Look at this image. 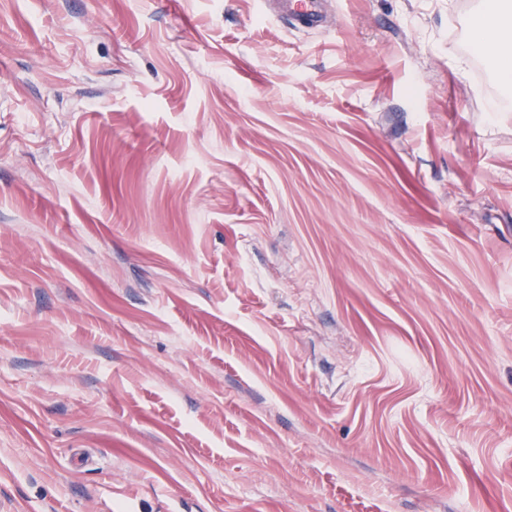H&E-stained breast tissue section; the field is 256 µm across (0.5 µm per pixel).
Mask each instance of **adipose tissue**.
Here are the masks:
<instances>
[{"mask_svg":"<svg viewBox=\"0 0 512 512\" xmlns=\"http://www.w3.org/2000/svg\"><path fill=\"white\" fill-rule=\"evenodd\" d=\"M469 34L498 67L504 82H512V18L498 9H478L469 24Z\"/></svg>","mask_w":512,"mask_h":512,"instance_id":"1","label":"adipose tissue"}]
</instances>
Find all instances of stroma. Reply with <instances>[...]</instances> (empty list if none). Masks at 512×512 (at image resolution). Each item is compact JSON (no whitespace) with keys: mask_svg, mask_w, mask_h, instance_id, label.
Returning a JSON list of instances; mask_svg holds the SVG:
<instances>
[{"mask_svg":"<svg viewBox=\"0 0 512 512\" xmlns=\"http://www.w3.org/2000/svg\"><path fill=\"white\" fill-rule=\"evenodd\" d=\"M482 1L0 0V512H512ZM278 2L277 12L280 15H288V9L297 19L303 22H310L321 17L318 10L319 4L325 0H267Z\"/></svg>","mask_w":512,"mask_h":512,"instance_id":"35a3bbf8","label":"stroma"}]
</instances>
